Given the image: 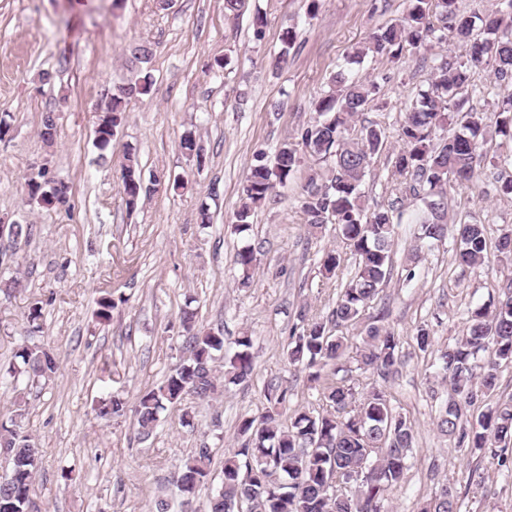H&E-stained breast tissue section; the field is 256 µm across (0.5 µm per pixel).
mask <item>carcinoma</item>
<instances>
[{"label":"carcinoma","mask_w":512,"mask_h":512,"mask_svg":"<svg viewBox=\"0 0 512 512\" xmlns=\"http://www.w3.org/2000/svg\"><path fill=\"white\" fill-rule=\"evenodd\" d=\"M403 16L375 31L368 42L356 48L349 62L358 63L368 54L399 58L404 50L417 53L431 43L453 39L464 48L465 58L443 57L405 109L400 126L403 148L395 155L396 172L409 176L408 190L423 197L426 211L421 218V238L443 242L447 232L446 193L448 184H475L478 171L486 165L508 163V156L491 155L487 142L498 139L512 147V0H498L500 7L481 16L460 13L458 0H406ZM492 60L493 84L487 91L496 98L495 123H486L484 113L474 109H449L454 100H465L473 90L475 70ZM149 76L127 83L121 94L100 112L103 136L94 139L100 158L112 147L111 129L124 119V106L149 92ZM379 92L377 82L351 78L344 70L330 77L328 93L315 98L313 121L300 129L297 144L285 142L273 154L260 153L249 166L241 203L233 229L250 228L252 212L269 202L276 185L292 181L305 160L323 162L327 168L308 176L302 212L313 232L334 225L336 236L355 257L356 270L325 316H310L302 309L285 341L288 359L308 370L317 384L320 399L329 410L314 414L297 409L288 429L278 424L279 408L288 402L289 389L270 381L265 396L270 407L260 419L244 417L238 424L240 447L224 457L222 483L208 502V512H383L388 490L406 480L407 459L414 444V425L396 412L381 386L357 396L338 377L351 347L344 329L359 323L362 313L375 302L391 270L390 244L401 213L395 204L369 209L362 190L363 179L386 138L381 126L368 121L359 135H350L355 119L372 108ZM44 145L56 140V124L47 113L40 132ZM180 149L203 163L201 145L193 130L184 131ZM120 179L127 208L135 210L150 192L137 159L126 154ZM28 198L51 209L69 203V186L49 175L47 168L29 173L24 182ZM459 247L453 255L461 266L485 263L489 243L485 226L463 217L452 219ZM14 237L0 243V253L15 249L30 234L29 225H13ZM498 259L512 261V232L495 243ZM260 249L248 245L238 251L243 270L241 287L249 286V272ZM339 266V255L327 250L321 258V273L331 278ZM116 303L105 294L98 299L95 317L108 322ZM185 332L183 354L161 383L142 395L134 409L137 436L149 438L169 406L181 405L191 396L211 401L220 394L216 361H224V380L239 384L253 373L252 338L246 333L234 340L233 352L224 351V335L196 327V313L182 312ZM442 369L448 374L451 400L442 404L436 417L440 433L455 441L472 456L490 457L497 466H507L505 452L512 445V400L504 401L468 418V410L494 391L498 371L512 364V281L496 298L473 311L462 338L437 350ZM360 368L382 383L389 382L401 364L400 338L382 325H370L362 337ZM58 365L53 354L37 345H24L5 368L17 383L35 382L54 375ZM24 397H19L14 414L0 421V448L9 450L12 469L3 477L0 505L12 512H28L39 465L38 448L23 424ZM126 402L113 396L102 403L100 413L122 416ZM213 451L197 448L174 471V484L182 500H193L199 486L212 475ZM420 512H460L455 488L441 484Z\"/></svg>","instance_id":"cac0c4a2"}]
</instances>
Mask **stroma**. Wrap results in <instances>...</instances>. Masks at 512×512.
I'll list each match as a JSON object with an SVG mask.
<instances>
[{"label": "stroma", "mask_w": 512, "mask_h": 512, "mask_svg": "<svg viewBox=\"0 0 512 512\" xmlns=\"http://www.w3.org/2000/svg\"><path fill=\"white\" fill-rule=\"evenodd\" d=\"M405 0H247L236 15L224 0H0V116L11 125L0 139V221L32 228L28 242L0 254V278H18L0 289V363L26 343L55 356L59 369L25 395L24 425L39 447L32 512H151L157 497L177 498L172 473L195 448L208 446L214 470L238 443L239 419L262 415L268 381L287 383L292 394L280 416L289 425L295 409L321 411L318 391L305 371L290 364L284 343L300 308L326 315L355 271V259L333 228L313 234L301 205L310 174L302 169L270 203L255 210L247 237L232 233L242 182L255 152H274L297 141L314 114L313 97L327 91L331 75L348 66L351 76L380 85L365 120L382 125L384 148L363 182L369 207L399 202L402 212L392 242V269L379 299L347 334L360 340L366 326L382 324L401 341L402 363L386 385L396 410L415 424L416 443L406 482L387 494V512H419L440 483L453 484L461 512H512V477L488 459L467 454L440 434L436 415L448 384L434 355L418 350L414 334L428 326L435 346L460 338L469 312L512 278V264L489 255L483 265L452 263L454 237L420 246V199L404 192L392 159L405 106L427 85L436 54L461 56L454 42L429 55L399 61L366 56L349 63L354 49L378 27L401 17ZM263 15L255 36L254 15ZM294 27L297 41L283 51L280 34ZM149 45L152 58L138 66L130 49ZM227 61L211 70L214 59ZM148 72V94L127 105L111 155L99 159L93 145L98 114L119 86ZM50 83H43V73ZM53 111L54 147L40 137L42 117ZM188 129L201 137L205 160L179 148ZM138 160L145 179L161 181L135 211L123 199L119 170L125 153ZM71 187L70 209L32 204L22 190L34 164ZM512 173V166H506ZM485 167L482 187L499 172ZM448 210L484 224L489 241L512 228V198L479 195L466 185L448 189ZM209 224H202V215ZM261 245L251 284L239 288L235 262L244 244ZM341 255L334 277L321 274L326 249ZM419 260H412V253ZM111 293L110 322L96 321L97 301ZM42 306L39 327L27 313ZM197 313L199 327L220 329L226 341L248 333L254 372L213 401L188 399L161 414L153 436L140 440L132 414L100 415L99 400L116 395L127 406L156 387L181 357L179 319ZM192 425H184V408ZM485 481L466 485L470 469ZM73 472L72 480L61 477Z\"/></svg>", "instance_id": "obj_1"}]
</instances>
